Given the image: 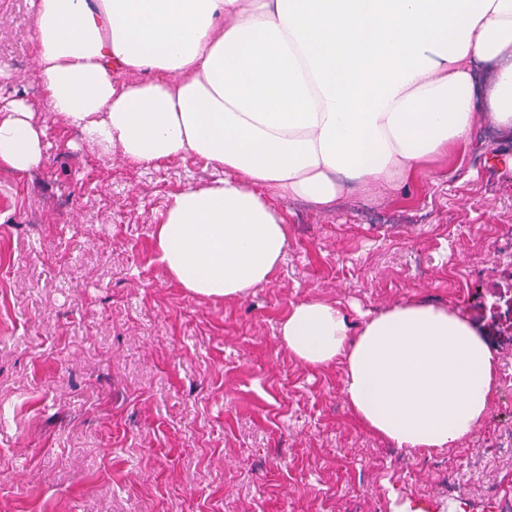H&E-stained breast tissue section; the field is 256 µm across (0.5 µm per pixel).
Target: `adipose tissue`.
Returning a JSON list of instances; mask_svg holds the SVG:
<instances>
[{
	"mask_svg": "<svg viewBox=\"0 0 512 512\" xmlns=\"http://www.w3.org/2000/svg\"><path fill=\"white\" fill-rule=\"evenodd\" d=\"M53 112L101 156L150 167L194 155L213 176L169 202L155 247L196 296L274 280L286 222L392 189L464 149L480 111L512 131V0H30ZM117 72L142 78L116 87ZM45 132L20 98L0 114V168L38 169ZM283 344L346 364L357 422L401 449L441 450L486 416L499 360L462 314L405 302L352 331L321 301L293 304Z\"/></svg>",
	"mask_w": 512,
	"mask_h": 512,
	"instance_id": "adipose-tissue-1",
	"label": "adipose tissue"
}]
</instances>
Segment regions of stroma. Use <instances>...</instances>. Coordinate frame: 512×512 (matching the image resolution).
<instances>
[{
	"mask_svg": "<svg viewBox=\"0 0 512 512\" xmlns=\"http://www.w3.org/2000/svg\"><path fill=\"white\" fill-rule=\"evenodd\" d=\"M29 0H0V97L46 130L43 165L0 169V512H496L512 494V133L396 190L314 214L287 202L276 278L200 299L154 247L195 157L108 159L47 109ZM359 328L410 300L467 315L500 357L473 436L404 450L356 423L344 362L312 370L278 338L290 304ZM461 496L449 500V485Z\"/></svg>",
	"mask_w": 512,
	"mask_h": 512,
	"instance_id": "35a3bbf8",
	"label": "stroma"
}]
</instances>
